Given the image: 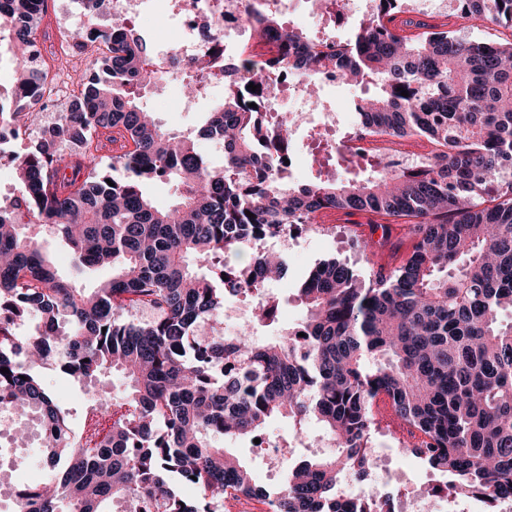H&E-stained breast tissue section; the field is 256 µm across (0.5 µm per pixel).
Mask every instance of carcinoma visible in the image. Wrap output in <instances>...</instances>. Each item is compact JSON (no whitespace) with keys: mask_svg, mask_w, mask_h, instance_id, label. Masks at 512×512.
Returning a JSON list of instances; mask_svg holds the SVG:
<instances>
[{"mask_svg":"<svg viewBox=\"0 0 512 512\" xmlns=\"http://www.w3.org/2000/svg\"><path fill=\"white\" fill-rule=\"evenodd\" d=\"M386 2L348 42L315 44L253 15L261 33L280 30L281 57L242 81L243 61L223 60L224 98L197 134L177 135L138 103L153 83L145 67L154 40L100 27L106 0H78L77 46L108 52L43 123L30 110L45 97L46 73L29 33L47 0H0V32L16 59L11 91H0V137L29 141L23 153L0 149L20 186L0 200V310L11 313L0 316V369H9L0 411L36 418L51 466L47 481L20 485L15 512H113L124 503L128 512H224V502L243 498L272 512H394L390 492L345 498L370 480L366 442L380 393L418 435L405 449L445 476L434 494L478 499L483 512L512 504V322L500 320L512 313V41H467L432 23L408 33L409 22L392 26L396 0ZM456 4L463 17L512 28V0ZM213 66L196 60L188 96L206 92ZM286 69L311 98L319 76L336 71L366 88L355 106L362 130L424 137L438 151L422 165H379L363 181L288 180L269 150L288 142V122L268 126L234 90ZM199 137L221 141L222 166L205 161ZM154 181L174 187V203L155 205L146 190ZM326 210L407 220L410 255L367 278L336 259L318 264L297 288L305 317L277 339L202 332L221 322L230 296L251 299L257 319L274 323L268 286L287 262L271 260L264 244L312 231ZM44 226L71 246L78 271L108 267L112 277L85 288L62 276L38 245ZM247 251L249 263L226 262ZM140 309L152 317L131 319ZM32 314L41 330L19 332ZM51 359L99 405L111 400L99 379L123 375L108 431L72 435L33 374ZM229 359L237 369L226 373ZM278 417L293 422L294 438L317 421L336 454L295 463L270 490L213 438L253 436ZM171 477L199 498H182Z\"/></svg>","mask_w":512,"mask_h":512,"instance_id":"cac0c4a2","label":"carcinoma"}]
</instances>
